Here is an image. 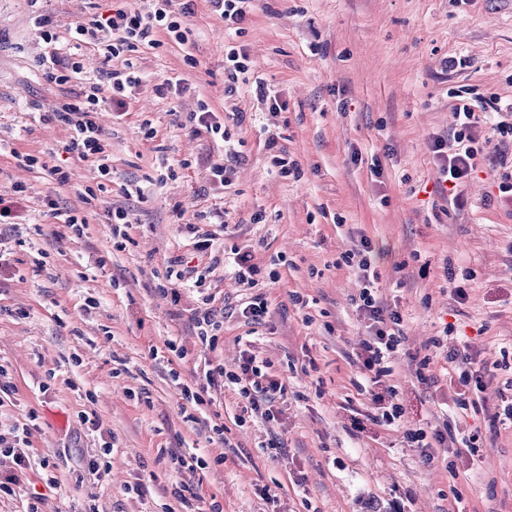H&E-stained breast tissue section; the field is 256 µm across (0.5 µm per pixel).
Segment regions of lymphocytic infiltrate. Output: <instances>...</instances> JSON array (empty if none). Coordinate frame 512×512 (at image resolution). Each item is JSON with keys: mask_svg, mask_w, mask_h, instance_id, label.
I'll return each instance as SVG.
<instances>
[{"mask_svg": "<svg viewBox=\"0 0 512 512\" xmlns=\"http://www.w3.org/2000/svg\"><path fill=\"white\" fill-rule=\"evenodd\" d=\"M191 11V6L187 4L176 10L172 7V0H152V8L145 14L120 8L107 17L78 23L72 39L75 44L96 47L104 62L108 63L124 53L158 47L165 37L177 43L186 42L184 18ZM40 36L52 47L49 55L41 59L48 79L60 86L71 82L79 85L74 96L60 100L57 106L68 130L65 150L81 160L96 162L101 177H109L110 157L105 153L104 134L96 116L106 110L126 114L128 102L133 98L141 78L131 64L125 70L107 72L102 80L86 76L76 53L67 49L57 50L58 36L48 24H41ZM454 118V139L459 145L458 151L447 152V143L440 137L434 139L432 150L441 162L447 182L456 186L483 159L485 145L475 132L478 117L469 104L456 106ZM383 254V249L375 247L364 236L348 256L352 268L364 282L358 308L368 321V336L356 354V361L364 371L366 381L375 388L372 401L377 412L372 420L379 425L396 427L402 421L403 410L394 401L393 386L384 383L388 370L383 360L396 352L402 341V317L398 312L386 310L374 288V282L379 278L375 264ZM202 373V380L181 386L180 398L187 406L194 408L204 405L212 390L229 384L234 387L242 403L243 413L267 419L272 414L276 396L285 391L284 385L270 376L250 354L243 357L234 371L225 370L220 361L205 359Z\"/></svg>", "mask_w": 512, "mask_h": 512, "instance_id": "1", "label": "lymphocytic infiltrate"}]
</instances>
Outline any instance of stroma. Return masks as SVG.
<instances>
[{
	"mask_svg": "<svg viewBox=\"0 0 512 512\" xmlns=\"http://www.w3.org/2000/svg\"><path fill=\"white\" fill-rule=\"evenodd\" d=\"M147 11L148 0H0V196L24 188L26 223L0 228V436L37 415L30 469L0 493V512H178L180 476L167 452L202 456L189 475L200 512H512V423L458 412L475 448L433 461L405 438L442 428L458 393L488 407L512 404V141L492 124L477 133L489 155L460 189L445 182L430 142L452 139L456 105L512 110V0H252L240 28H228L207 0H193L190 43L163 40L133 62L142 83L126 115L99 122L112 174L64 153L65 124L53 113L62 92L40 59L38 23L68 37L79 21L113 5ZM249 56L248 81L224 95V55ZM464 59L452 69L449 59ZM183 92L161 96L164 79ZM271 86L284 107L269 113L252 88ZM213 108L229 147L197 134L199 100ZM149 119L154 138L144 136ZM53 153L71 182L61 187L15 152ZM287 153L299 176L279 174ZM231 184L210 188V162ZM144 198L126 196L130 183ZM97 196L87 209L81 196ZM55 196L88 218L82 236L44 213ZM126 208L134 226L115 246L107 212ZM224 218L225 248L254 251L263 272L254 294L268 313L238 315L245 297L230 268L202 286L168 291V266L192 228ZM368 236L388 255L378 293L403 316V339L388 364L402 427L379 426L354 355L367 336L355 301L362 288L344 254ZM276 279H269V272ZM466 292L454 295L455 287ZM307 300L306 309L291 301ZM98 305L86 309L87 298ZM223 316L217 355L234 369L241 352L266 360L286 387L273 420L239 422L230 389L184 418L172 372L190 380L204 357L192 309ZM452 334H445L446 325ZM185 351L172 359L167 341ZM483 365L485 386L464 383L449 349ZM98 420L99 431L80 416ZM223 423L224 439L211 438ZM110 442L111 454L100 452ZM54 468L44 474L40 459ZM108 465L99 480L90 461ZM56 486H48L47 476ZM143 486L141 495L128 485Z\"/></svg>",
	"mask_w": 512,
	"mask_h": 512,
	"instance_id": "stroma-1",
	"label": "stroma"
}]
</instances>
